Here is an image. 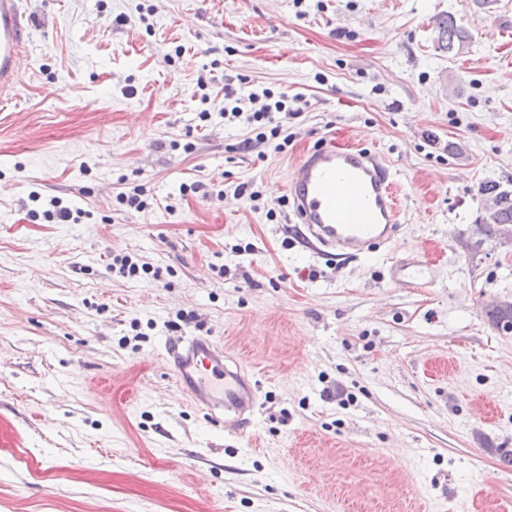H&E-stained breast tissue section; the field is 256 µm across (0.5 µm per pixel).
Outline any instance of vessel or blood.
<instances>
[{
  "label": "vessel or blood",
  "mask_w": 512,
  "mask_h": 512,
  "mask_svg": "<svg viewBox=\"0 0 512 512\" xmlns=\"http://www.w3.org/2000/svg\"><path fill=\"white\" fill-rule=\"evenodd\" d=\"M41 0H0V90L14 89L27 59L24 20ZM289 221L320 256L371 252L401 230V188L378 154L329 139L308 149L285 186ZM437 263L427 255L400 258L389 269L402 288L433 283ZM178 390L214 424L246 437L254 424L259 386L253 371L211 336L173 335L165 343Z\"/></svg>",
  "instance_id": "b4317fda"
}]
</instances>
